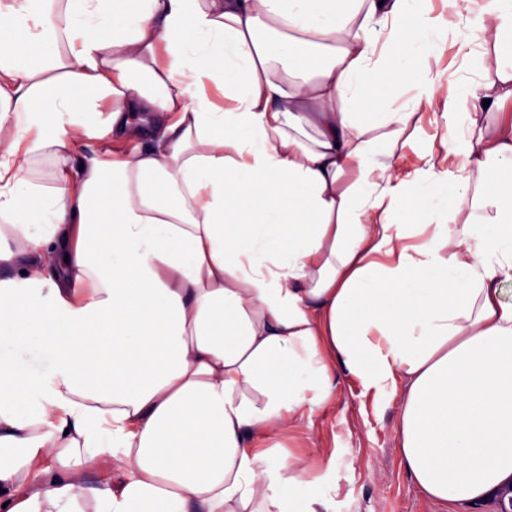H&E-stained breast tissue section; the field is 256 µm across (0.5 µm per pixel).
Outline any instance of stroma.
Masks as SVG:
<instances>
[{"instance_id":"35a3bbf8","label":"stroma","mask_w":512,"mask_h":512,"mask_svg":"<svg viewBox=\"0 0 512 512\" xmlns=\"http://www.w3.org/2000/svg\"><path fill=\"white\" fill-rule=\"evenodd\" d=\"M399 401L379 407L360 380L336 372L333 399L312 418L295 422L286 448L336 462L340 512H443L426 498L398 449Z\"/></svg>"}]
</instances>
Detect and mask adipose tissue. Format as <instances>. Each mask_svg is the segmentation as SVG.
I'll use <instances>...</instances> for the list:
<instances>
[{
	"mask_svg": "<svg viewBox=\"0 0 512 512\" xmlns=\"http://www.w3.org/2000/svg\"><path fill=\"white\" fill-rule=\"evenodd\" d=\"M47 2L0 0V512H337L281 447L340 368L447 512L511 479L512 0Z\"/></svg>",
	"mask_w": 512,
	"mask_h": 512,
	"instance_id": "ef3b65f1",
	"label": "adipose tissue"
}]
</instances>
